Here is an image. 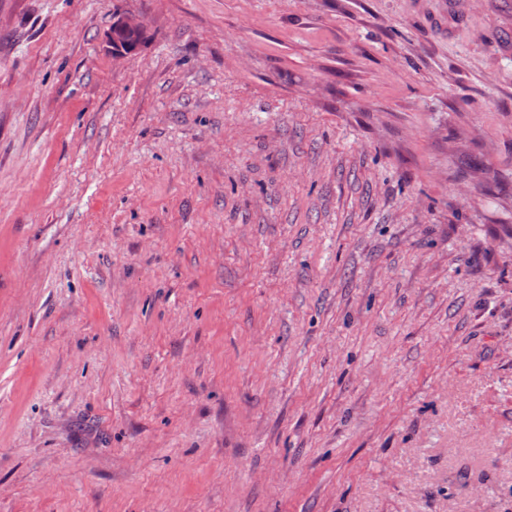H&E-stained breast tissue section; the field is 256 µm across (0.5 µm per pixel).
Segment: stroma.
Segmentation results:
<instances>
[{"instance_id": "stroma-1", "label": "stroma", "mask_w": 512, "mask_h": 512, "mask_svg": "<svg viewBox=\"0 0 512 512\" xmlns=\"http://www.w3.org/2000/svg\"><path fill=\"white\" fill-rule=\"evenodd\" d=\"M0 512H512V0H0Z\"/></svg>"}]
</instances>
